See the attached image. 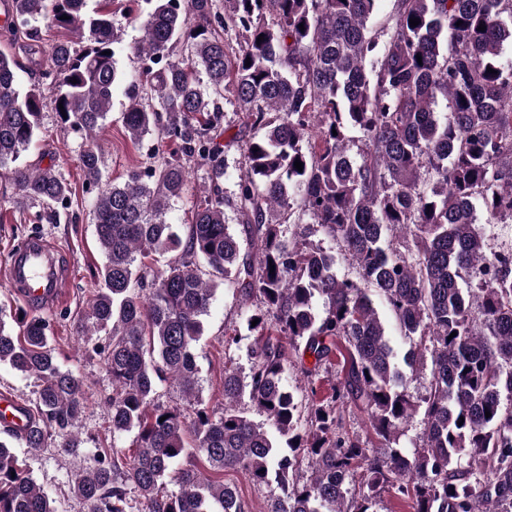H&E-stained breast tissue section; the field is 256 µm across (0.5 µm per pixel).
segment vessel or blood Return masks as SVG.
Here are the masks:
<instances>
[{"label": "vessel or blood", "mask_w": 512, "mask_h": 512, "mask_svg": "<svg viewBox=\"0 0 512 512\" xmlns=\"http://www.w3.org/2000/svg\"><path fill=\"white\" fill-rule=\"evenodd\" d=\"M7 269L12 287L30 307L51 310L57 306L67 279L59 256L46 241L33 238L12 251ZM0 425L24 432L30 426L29 413L17 400L1 396Z\"/></svg>", "instance_id": "vessel-or-blood-1"}]
</instances>
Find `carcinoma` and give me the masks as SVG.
Here are the masks:
<instances>
[{
	"mask_svg": "<svg viewBox=\"0 0 512 512\" xmlns=\"http://www.w3.org/2000/svg\"><path fill=\"white\" fill-rule=\"evenodd\" d=\"M145 3L141 70L126 87L122 123L135 143L153 137L175 149L121 185L103 181L94 143L125 79L112 13H88L86 0H12L11 40H38L43 25L73 37L50 45L28 85L20 62L0 53V168L38 139L49 90L81 138L83 182L97 189L101 289L75 330L86 343L105 333L92 351L112 379V436L136 432V452L121 463L117 450H96L92 465L70 473L71 493L85 512H130L134 494L140 512H245L236 487L174 469L189 446L180 410L157 401V383L168 380L197 406L194 448L212 470L241 469L266 486L267 512H374L384 492L410 500L412 512H512V249L490 251L479 227L512 224V0H397L381 42L370 25L376 0ZM225 102L263 131L245 143L230 192L218 142ZM351 128L362 134L357 159ZM193 164L205 168L208 192L183 237L168 213ZM13 181L15 209L39 208L40 223L76 219L55 167L16 166ZM298 224L335 247L297 241ZM169 253L150 279L136 266ZM341 255L355 277L336 275ZM222 283L253 305L258 323L249 373L224 367L216 413L197 396L195 350ZM376 298L409 341L411 376L431 362L418 400ZM5 317L0 307V364L37 382L32 425L7 434L33 450L60 438L77 451L70 428L84 380L57 364L42 317L14 314L16 332ZM284 336L314 358L308 378L345 352L330 401L305 407L288 388ZM245 401L287 448L241 411ZM347 403L367 411L374 453L344 431ZM417 415L425 444L407 453L399 435ZM303 456L312 475L300 485ZM172 473L178 491L169 493ZM0 512H56L2 440Z\"/></svg>",
	"mask_w": 512,
	"mask_h": 512,
	"instance_id": "carcinoma-1",
	"label": "carcinoma"
}]
</instances>
